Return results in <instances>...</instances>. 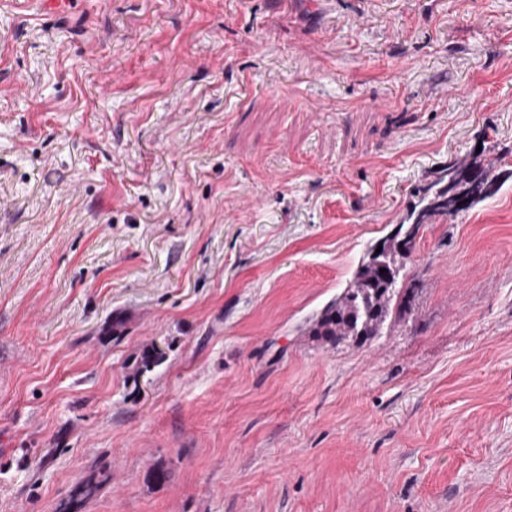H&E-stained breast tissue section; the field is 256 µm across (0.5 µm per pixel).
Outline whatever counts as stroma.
<instances>
[{"label": "stroma", "instance_id": "obj_1", "mask_svg": "<svg viewBox=\"0 0 512 512\" xmlns=\"http://www.w3.org/2000/svg\"><path fill=\"white\" fill-rule=\"evenodd\" d=\"M465 156L411 310L318 335ZM103 467L81 512H512V0L0 6V512Z\"/></svg>", "mask_w": 512, "mask_h": 512}]
</instances>
